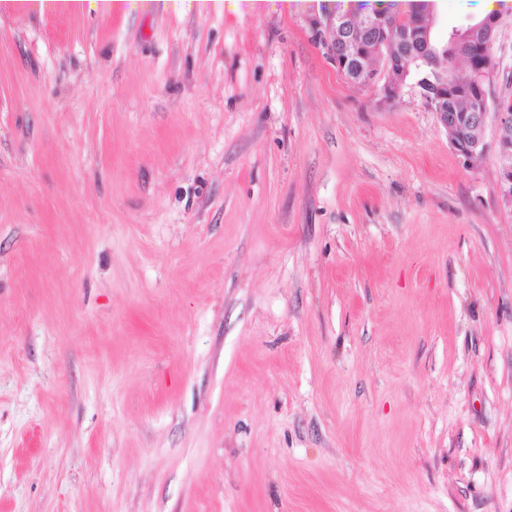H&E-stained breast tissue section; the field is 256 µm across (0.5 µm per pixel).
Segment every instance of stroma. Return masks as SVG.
Wrapping results in <instances>:
<instances>
[{"label":"stroma","instance_id":"35a3bbf8","mask_svg":"<svg viewBox=\"0 0 512 512\" xmlns=\"http://www.w3.org/2000/svg\"><path fill=\"white\" fill-rule=\"evenodd\" d=\"M388 7L0 11V512H512L496 125L312 31ZM431 10L512 99V0Z\"/></svg>","mask_w":512,"mask_h":512}]
</instances>
